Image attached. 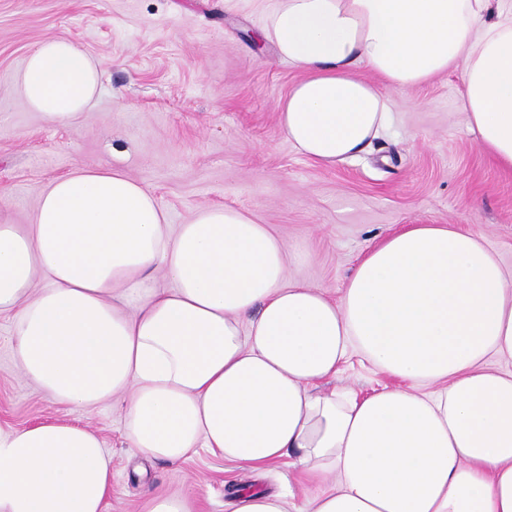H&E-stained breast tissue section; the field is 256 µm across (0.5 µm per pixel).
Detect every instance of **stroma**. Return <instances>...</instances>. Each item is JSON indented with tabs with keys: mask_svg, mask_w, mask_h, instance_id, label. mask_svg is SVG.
I'll list each match as a JSON object with an SVG mask.
<instances>
[{
	"mask_svg": "<svg viewBox=\"0 0 512 512\" xmlns=\"http://www.w3.org/2000/svg\"><path fill=\"white\" fill-rule=\"evenodd\" d=\"M257 0H0V218L25 224L39 191L76 167L117 169L143 184L182 224L226 205L272 225L287 276L341 290L369 249L412 224H451L484 238L512 269V172L480 149L461 108V74L406 90L382 86L394 122L358 156L333 168L292 147L277 104L299 74L254 35ZM82 45L102 92L74 124L46 123L16 90L31 49L47 38ZM0 321V424L95 429L112 457L105 512H140L147 494L182 493L195 512H232L233 492L289 491L306 508L316 483L287 460L262 469L206 450L147 462L125 437L121 402L92 410L55 403L15 368ZM398 380L351 352L324 388L366 395Z\"/></svg>",
	"mask_w": 512,
	"mask_h": 512,
	"instance_id": "obj_1",
	"label": "stroma"
}]
</instances>
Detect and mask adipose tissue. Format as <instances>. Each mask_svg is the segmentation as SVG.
Segmentation results:
<instances>
[{
	"instance_id": "ef3b65f1",
	"label": "adipose tissue",
	"mask_w": 512,
	"mask_h": 512,
	"mask_svg": "<svg viewBox=\"0 0 512 512\" xmlns=\"http://www.w3.org/2000/svg\"><path fill=\"white\" fill-rule=\"evenodd\" d=\"M261 35L301 74L278 124L315 165L389 125L379 83L457 70L481 150L512 170V0H273ZM99 75L49 38L16 89L46 122L76 121ZM1 315L30 383L88 410L122 397L145 457H291L324 482L307 512H512V272L474 234L410 225L334 299L287 280L280 237L254 215L210 206L176 226L126 174L79 168L41 190L30 223L0 220ZM354 349L401 386L320 390ZM111 492L93 429L0 427V512H103Z\"/></svg>"
}]
</instances>
